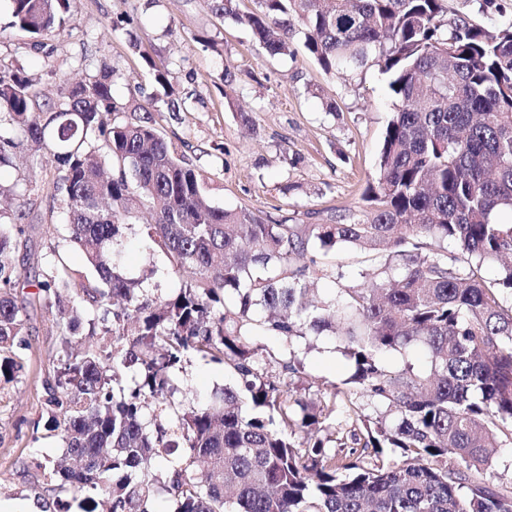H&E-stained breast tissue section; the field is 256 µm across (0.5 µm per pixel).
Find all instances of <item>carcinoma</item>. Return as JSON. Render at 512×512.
<instances>
[{"label":"carcinoma","instance_id":"cac0c4a2","mask_svg":"<svg viewBox=\"0 0 512 512\" xmlns=\"http://www.w3.org/2000/svg\"><path fill=\"white\" fill-rule=\"evenodd\" d=\"M207 0L248 27L262 55H293L292 38L326 73L368 64L397 100L360 209L324 224H290L247 207L213 205L204 181L153 119L158 99L123 104L103 65L55 102L22 68L0 71V168L21 131L50 148L68 234L35 281L57 309L60 340L46 380L44 426L64 461L37 467L81 496V512H512V487L477 480L512 442V264L486 283L481 265L512 256V23L476 17L493 0ZM69 0H12V24L41 36L65 30ZM115 112L133 114L116 121ZM173 274L197 275L172 293L144 288L123 267L130 219ZM25 212L0 221V377L22 370L29 347L12 255L27 243ZM452 240L458 255L448 256ZM78 248L92 271L64 254ZM378 254V273L339 298L307 288L309 250ZM342 337L353 365L347 428L330 431L336 392L316 405L298 394L294 353L259 333ZM422 348L430 369L394 371L388 352ZM196 354L234 384L205 406L180 399L177 372ZM132 371L131 382L122 380ZM376 411L365 413L358 397ZM306 433V440L296 434Z\"/></svg>","mask_w":512,"mask_h":512}]
</instances>
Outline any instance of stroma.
<instances>
[{
    "mask_svg": "<svg viewBox=\"0 0 512 512\" xmlns=\"http://www.w3.org/2000/svg\"><path fill=\"white\" fill-rule=\"evenodd\" d=\"M11 10V0H0V69L23 68L44 100L56 101L62 87L87 79L104 63L116 72L117 101H127L137 88L152 96L161 88L139 48L167 65L188 109L176 116L156 113L157 128L204 175L214 205L245 206L299 223L310 212L326 219L361 206L394 110L377 67L325 73L299 39L288 58L262 56L247 29L216 18L205 0H70L65 33L39 37L11 27ZM228 72L235 77L229 85L223 81ZM246 116L252 126L243 124ZM58 177L46 149H21L13 165L0 168V205L26 213L27 246L13 262L30 280L49 272L52 250L65 232ZM317 261L327 275L310 284L321 298L337 290L329 272H343L347 284L357 285L377 269L369 254L347 248L318 253ZM123 265L131 276L152 270L151 285L163 290L180 286L165 255L139 232L128 235ZM17 301L26 307L30 347L16 377L0 378V503L13 512H55L71 494L32 459L61 454L58 436L34 428L58 343L57 314L32 287L18 291ZM287 347L303 364L311 402L352 373L340 337L325 333ZM177 379L194 403L206 402L230 381L222 366L198 356Z\"/></svg>",
    "mask_w": 512,
    "mask_h": 512,
    "instance_id": "obj_1",
    "label": "stroma"
}]
</instances>
